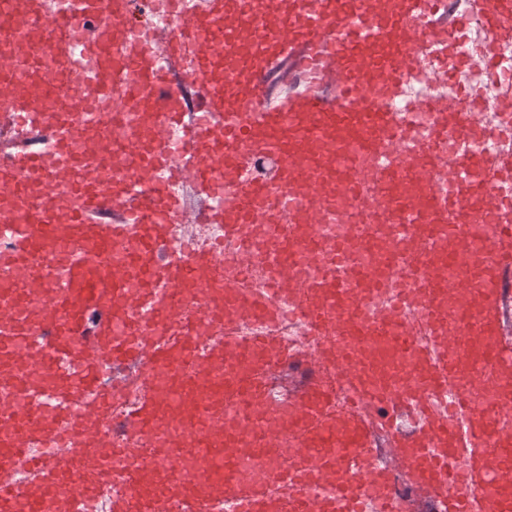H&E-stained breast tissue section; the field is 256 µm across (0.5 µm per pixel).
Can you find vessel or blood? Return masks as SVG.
<instances>
[{
  "label": "vessel or blood",
  "mask_w": 512,
  "mask_h": 512,
  "mask_svg": "<svg viewBox=\"0 0 512 512\" xmlns=\"http://www.w3.org/2000/svg\"><path fill=\"white\" fill-rule=\"evenodd\" d=\"M57 23L58 64L41 49L0 62V82L75 86L100 81L109 112L46 113L24 97L0 100L8 157L0 189V512H410L376 462L377 432L439 512H512V142L476 123L483 104L436 98L399 108L404 85L442 76L464 38L478 48L459 69H495L512 38V0H469L452 19L442 0H164L175 17L158 44L135 23L131 0H29ZM102 20L100 38L60 25ZM163 137L134 149L157 179L104 188L59 183L81 165L75 129L139 126ZM428 123V147L393 143ZM495 142L490 152L474 140ZM268 158L272 178L252 159ZM224 164L223 175L212 169ZM58 185L66 214L27 211L32 180ZM362 205L346 239L325 245L305 224L310 201L337 192ZM196 204L216 236L174 246ZM481 228L489 253L449 247ZM403 244L380 248L388 232ZM256 258L261 280L235 269ZM49 282L47 302L34 303ZM220 288L207 311L190 290ZM464 302L449 307V292ZM376 301L364 316L355 299ZM301 312L313 339L299 346L280 323ZM348 373L330 383L336 365ZM307 369L285 397L275 367ZM54 380L32 382L37 368ZM143 382L114 412L122 374ZM233 408V425L224 410ZM118 432L85 494L59 509L70 465L97 447L75 418ZM292 449L260 483L240 473V451ZM152 459L166 492L131 482ZM196 459L201 485L180 472Z\"/></svg>",
  "instance_id": "vessel-or-blood-1"
}]
</instances>
